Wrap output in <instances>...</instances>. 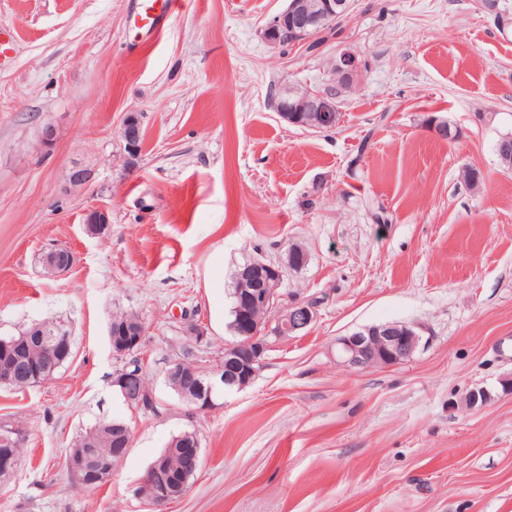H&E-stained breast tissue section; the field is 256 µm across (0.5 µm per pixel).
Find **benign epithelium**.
<instances>
[{
  "mask_svg": "<svg viewBox=\"0 0 512 512\" xmlns=\"http://www.w3.org/2000/svg\"><path fill=\"white\" fill-rule=\"evenodd\" d=\"M349 12L347 0H291L289 5L275 15L261 30L265 42L274 49L285 47L283 35H289L290 42L300 45L310 41L320 33V29L336 24V17L345 16ZM363 72V64L350 49L343 48L336 55L333 65L334 77L332 87L326 91L302 90L290 84L281 90L282 98L276 106V111L283 119H288L290 112H318L322 119L309 129L315 132L328 131L339 123L336 99L343 91L353 87ZM123 139L130 157L138 155L142 142V130L139 121L133 115L125 118L122 129ZM110 224L108 211L94 208L87 212L85 231L90 235L102 234ZM54 273H65L74 264L73 252L66 246H59L49 252L45 258ZM275 284L271 288H248L253 305L267 308L272 315L262 320L254 318L236 328L237 339L225 345L224 358L233 356L246 349L250 352L248 369L242 378L226 377L222 370L209 371L195 362L187 367L182 358L171 360L165 371L169 383L191 381L196 389L197 397L192 400L196 410L205 412L215 407L213 393L216 392V381H225L231 385L247 386L256 376L264 361V354L269 348L268 338L285 337L293 332L309 327L317 318L316 306L308 301L292 299L282 302L279 285L283 279L282 273L273 270ZM146 335L142 325L131 327H108V341L112 352L118 357H136L140 343ZM422 328L414 324L387 323L361 328L350 334L336 339V360L344 366L353 369L394 366L410 358L422 342ZM36 340L46 350L48 367L54 369L72 357L71 337L63 330L56 328L52 331L36 333ZM17 343L0 345L1 350H9L12 360L0 368V384L9 385L16 374L26 370L24 360L14 353ZM140 372L124 370L118 372L112 379L116 387L126 399L129 406L138 410L148 411L153 405L151 395L137 388ZM183 467L195 472L201 464L200 443L194 442L192 447L180 450ZM144 489L143 495L154 506L167 504L177 497L165 485H155L151 475L147 474L140 482Z\"/></svg>",
  "mask_w": 512,
  "mask_h": 512,
  "instance_id": "obj_1",
  "label": "benign epithelium"
}]
</instances>
